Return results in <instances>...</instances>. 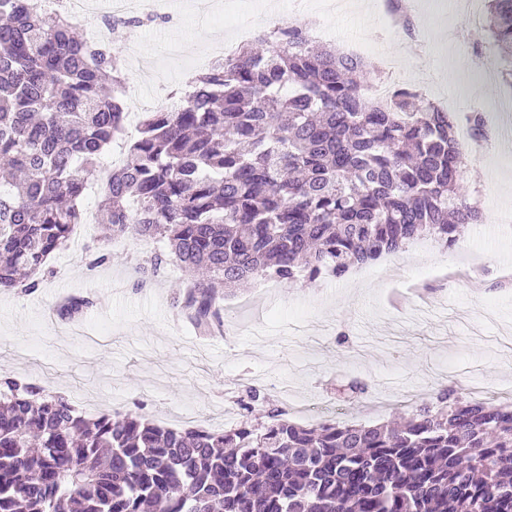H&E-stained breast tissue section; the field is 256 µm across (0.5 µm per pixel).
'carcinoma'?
<instances>
[{
	"instance_id": "1",
	"label": "carcinoma",
	"mask_w": 512,
	"mask_h": 512,
	"mask_svg": "<svg viewBox=\"0 0 512 512\" xmlns=\"http://www.w3.org/2000/svg\"><path fill=\"white\" fill-rule=\"evenodd\" d=\"M486 34L512 83V0H487ZM264 53L238 46L201 71L174 109L125 138L112 45L23 0H0V290L32 278L83 223L88 176L114 141L105 236L161 242L140 271L173 260L188 276L176 305L209 335L224 289L257 277L313 282L443 246L478 220L466 198L457 124L408 87L387 101L372 70L299 26L270 28ZM476 144L482 114L468 118ZM221 432L133 415L87 419L64 397L0 369V512H512V406L446 388L402 428L283 417L259 390Z\"/></svg>"
}]
</instances>
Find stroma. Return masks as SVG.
Instances as JSON below:
<instances>
[{"label": "stroma", "instance_id": "stroma-1", "mask_svg": "<svg viewBox=\"0 0 512 512\" xmlns=\"http://www.w3.org/2000/svg\"><path fill=\"white\" fill-rule=\"evenodd\" d=\"M307 14L325 18L331 43L378 46L373 65L401 55L402 37L371 14H325L321 0H307ZM174 18L113 33L114 44L135 43L130 106L146 108L164 80L170 90L184 81L185 65L212 41L207 19L191 18L190 0H169ZM440 38L422 50L437 80L426 97L447 107L458 96L457 115L494 105L512 87L496 83L484 93L483 62L493 49L479 43L475 27L432 8ZM467 42L456 50V39ZM469 196L491 198L481 223L466 226L449 248L434 241L410 243L405 251L366 267L365 275L315 282L257 281L226 292L224 327L199 334L174 306L186 285L176 264L140 281L135 266L153 243L126 235L105 239L96 224L102 189L90 182L82 208L91 224L74 230L68 247L47 261L48 272L31 293L0 292V367L14 377L65 396L89 418L120 412L173 428L222 431L224 413L237 409L247 387H256L298 420L297 405L344 403L348 421L367 425L412 414L443 387L473 399L462 374L449 376L445 363L475 366L489 386L512 387V346L489 352L486 337H512V223L490 219L492 207L512 210V167L506 154L483 147L464 152ZM87 305L74 318L48 320L64 300ZM367 382L358 403L340 389Z\"/></svg>", "mask_w": 512, "mask_h": 512}]
</instances>
